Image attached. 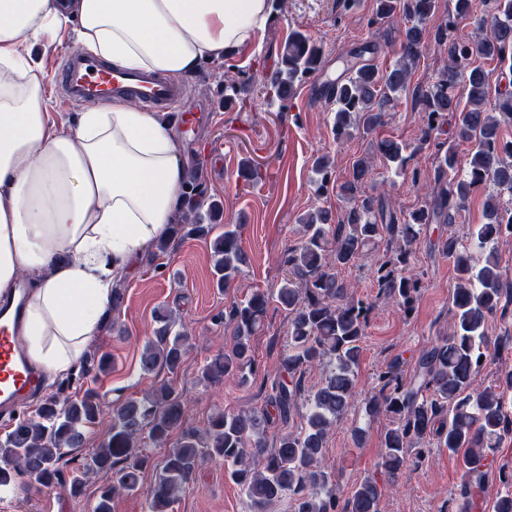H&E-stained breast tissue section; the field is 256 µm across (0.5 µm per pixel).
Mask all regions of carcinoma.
<instances>
[{"mask_svg": "<svg viewBox=\"0 0 512 512\" xmlns=\"http://www.w3.org/2000/svg\"><path fill=\"white\" fill-rule=\"evenodd\" d=\"M372 23L395 15L406 17L399 32V60L394 67L379 70L362 61L363 52L350 54L349 76L326 84L334 106L333 132L340 142L363 130L373 131L382 122L393 94L408 87L410 73L423 50L427 22L434 14L435 0H377ZM469 20L476 31L469 39L459 34ZM434 43L446 47L447 59L421 101L424 107L422 141L448 114L455 115L456 136L470 146V169L463 178L455 175L454 144L435 145L433 186L419 208L400 220L384 212L377 197L366 193L364 183L372 174L370 158L355 160L339 194L352 202L337 221L330 211L315 208L298 218L303 242L283 258L287 277L276 292L256 291L224 313V353L207 364L199 375L205 386L252 368L251 338L260 326L270 298L292 315L290 348L280 359L271 384L269 406L250 412H218L203 431L181 432L178 444L166 456L149 496L150 512H168L170 505L190 484L207 459H222L232 466L229 473L250 498L255 512H273L284 495L292 499V512H380L382 488L376 478L363 480L340 506L326 491L330 473L322 464L325 441L331 428L349 411L355 396L356 375L372 304L356 295L353 286L339 279L338 270L354 265L361 257L384 248L377 265L378 297L410 312L420 295L421 280L410 269L409 259L425 224H454L474 190L487 184L512 191V140L500 136V126L512 123V89L498 92L493 110L487 109L489 90L477 54L501 62L512 61V0H455L454 9L437 26ZM322 67L320 49L296 33L284 47L280 67L273 73L271 88L286 99L296 85ZM377 148L385 157L403 161L405 146L384 140ZM485 223L468 230L479 252L462 245L453 236L438 243L452 260L456 287L452 294L453 333L426 350L408 379L390 367L379 375L380 389L365 398L368 415L385 413L396 425L383 435L385 452L380 475L396 481L407 462L421 459L435 442L452 453L463 452L464 498L458 512H470L472 491L482 488L492 469L497 448L512 421L505 412L503 393L475 384L491 360L486 333L489 315L501 307L504 294L495 243L512 237V209L499 195L490 194L484 204ZM219 214L215 204L188 198L173 233L203 237ZM216 285L232 286L246 257L239 244L238 229L227 228L212 243ZM158 327L145 342L141 369L157 368L174 374L186 353L188 336L174 331L172 312L162 309ZM323 366L325 379L306 393V369ZM310 407L301 431L280 434L278 445H266V432L274 420L288 422L299 402ZM186 396L163 384L141 398H128L113 406L108 439L97 449L90 468L115 474L101 487L94 512H111L114 495L139 489L149 456L138 450L143 439L164 445L182 425ZM102 415L97 394L87 390L80 397L60 399L47 395L37 417L22 418L0 439V488L22 478L37 488L52 489L60 483L59 461L68 450L84 443L85 429Z\"/></svg>", "mask_w": 512, "mask_h": 512, "instance_id": "cac0c4a2", "label": "carcinoma"}]
</instances>
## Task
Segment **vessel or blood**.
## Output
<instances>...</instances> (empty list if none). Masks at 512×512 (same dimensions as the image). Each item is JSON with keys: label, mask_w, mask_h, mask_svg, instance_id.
<instances>
[{"label": "vessel or blood", "mask_w": 512, "mask_h": 512, "mask_svg": "<svg viewBox=\"0 0 512 512\" xmlns=\"http://www.w3.org/2000/svg\"><path fill=\"white\" fill-rule=\"evenodd\" d=\"M58 87L62 101L72 105L104 104L115 99L149 107L186 121L181 87L166 75L127 71L91 54L68 52ZM17 316L0 318V407L8 408L42 382L39 370L28 364L18 347Z\"/></svg>", "instance_id": "1"}]
</instances>
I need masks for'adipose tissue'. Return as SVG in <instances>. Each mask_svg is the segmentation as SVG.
<instances>
[{
    "label": "adipose tissue",
    "mask_w": 512,
    "mask_h": 512,
    "mask_svg": "<svg viewBox=\"0 0 512 512\" xmlns=\"http://www.w3.org/2000/svg\"><path fill=\"white\" fill-rule=\"evenodd\" d=\"M272 19L269 0H0V296L33 276L19 333L47 374L82 358L132 274L182 208L175 132L124 101L49 121L37 48L80 45L112 65L177 78L238 51Z\"/></svg>",
    "instance_id": "ef3b65f1"
}]
</instances>
